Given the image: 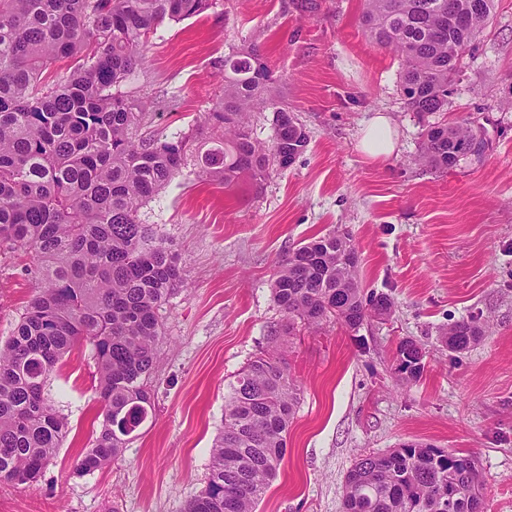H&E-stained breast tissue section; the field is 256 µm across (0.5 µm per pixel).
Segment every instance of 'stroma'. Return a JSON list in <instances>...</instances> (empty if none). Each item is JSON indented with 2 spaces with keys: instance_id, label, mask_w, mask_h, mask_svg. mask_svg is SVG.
Returning a JSON list of instances; mask_svg holds the SVG:
<instances>
[{
  "instance_id": "35a3bbf8",
  "label": "stroma",
  "mask_w": 512,
  "mask_h": 512,
  "mask_svg": "<svg viewBox=\"0 0 512 512\" xmlns=\"http://www.w3.org/2000/svg\"><path fill=\"white\" fill-rule=\"evenodd\" d=\"M213 0L203 13L161 24L144 69L124 90L165 99L143 136L199 130L224 91V57L257 48L309 136L303 154L262 182L204 184L185 173L140 212L177 255L182 282L159 311L163 334L151 375L154 411L106 467L76 463L102 423L88 347L67 354L49 394L68 433L36 481H0V512H182L205 485L229 382L262 351L282 356L301 382L287 452L257 512H343L359 454L419 441L475 457L484 512H512V0L461 63L448 109L423 117L400 91L401 61L363 33V0ZM387 115L398 146L366 158L361 131ZM470 122L481 156L439 170L421 163L429 121ZM336 231L358 250L366 288L387 294L389 316L351 329L332 320L285 331L271 284L289 249ZM38 283L35 260L0 254V341L11 336ZM473 318L483 334L448 349V324ZM410 339L426 351L421 377L396 372Z\"/></svg>"
}]
</instances>
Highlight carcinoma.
Returning <instances> with one entry per match:
<instances>
[{"instance_id": "carcinoma-1", "label": "carcinoma", "mask_w": 512, "mask_h": 512, "mask_svg": "<svg viewBox=\"0 0 512 512\" xmlns=\"http://www.w3.org/2000/svg\"><path fill=\"white\" fill-rule=\"evenodd\" d=\"M364 35L402 60L401 91L422 116L444 112L451 76L490 20L494 0H363ZM455 15H448V3ZM211 0H0V246L34 253L38 286L0 344V481H35L68 426L47 393L75 347L90 348L103 421L77 461L80 473L121 455L152 410L147 379L162 335L158 310L182 282L175 255L141 208L182 175L188 139L136 135L143 108L122 86L147 60V39ZM70 62L52 81L44 74ZM275 79L254 48L224 57V95L205 113L222 131L196 156V177L230 184L285 169L308 146L288 109L269 97ZM273 109L270 142L253 138L250 115ZM478 152L464 122L433 123L418 161L450 169ZM352 240L328 233L288 250L272 283L290 321L333 319L357 329L390 313L385 294L367 293ZM482 335L473 319L448 325V348ZM424 349L397 347L396 370L423 372ZM300 385L282 358L259 352L229 384L224 426L206 485L183 512H256L286 454ZM472 457L403 443L363 455L348 471L345 512H482L483 477ZM464 492L448 507V486Z\"/></svg>"}]
</instances>
